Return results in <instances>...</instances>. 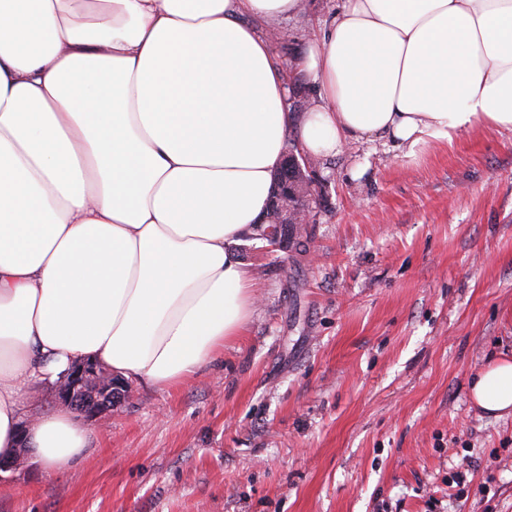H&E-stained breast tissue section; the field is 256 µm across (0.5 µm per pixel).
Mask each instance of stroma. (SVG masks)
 I'll use <instances>...</instances> for the list:
<instances>
[{
  "label": "stroma",
  "instance_id": "stroma-1",
  "mask_svg": "<svg viewBox=\"0 0 512 512\" xmlns=\"http://www.w3.org/2000/svg\"><path fill=\"white\" fill-rule=\"evenodd\" d=\"M336 5L307 0L271 43L293 115ZM317 173L302 246L235 248L244 336L178 388L130 383L68 471L1 472L0 512H512V416L469 394L512 354V131L354 143Z\"/></svg>",
  "mask_w": 512,
  "mask_h": 512
}]
</instances>
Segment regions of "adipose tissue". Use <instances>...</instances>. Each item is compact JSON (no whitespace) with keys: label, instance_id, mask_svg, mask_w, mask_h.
I'll return each mask as SVG.
<instances>
[{"label":"adipose tissue","instance_id":"1","mask_svg":"<svg viewBox=\"0 0 512 512\" xmlns=\"http://www.w3.org/2000/svg\"><path fill=\"white\" fill-rule=\"evenodd\" d=\"M303 4L0 0V459L82 454L73 408L22 423L73 364L174 389L243 335L256 280L233 246L289 125L314 157L512 131V0H342L299 62L317 98L296 119L269 38ZM470 396L512 415V359Z\"/></svg>","mask_w":512,"mask_h":512}]
</instances>
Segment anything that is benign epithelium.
Segmentation results:
<instances>
[{
	"label": "benign epithelium",
	"mask_w": 512,
	"mask_h": 512,
	"mask_svg": "<svg viewBox=\"0 0 512 512\" xmlns=\"http://www.w3.org/2000/svg\"><path fill=\"white\" fill-rule=\"evenodd\" d=\"M316 164L307 157L285 154L273 173V192L268 213L258 222L264 238L294 242L301 225L314 224L321 194L313 192ZM52 389L63 403L88 417L110 411L125 397L126 382L93 362H79Z\"/></svg>",
	"instance_id": "7a95c632"
}]
</instances>
